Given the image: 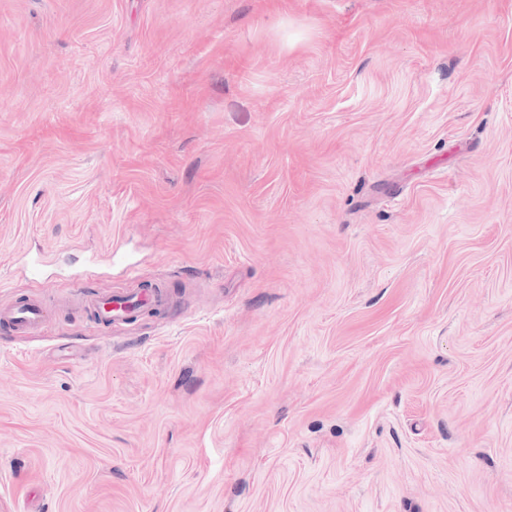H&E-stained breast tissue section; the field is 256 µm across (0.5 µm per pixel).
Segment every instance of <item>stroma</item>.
I'll use <instances>...</instances> for the list:
<instances>
[{
	"label": "stroma",
	"instance_id": "1",
	"mask_svg": "<svg viewBox=\"0 0 512 512\" xmlns=\"http://www.w3.org/2000/svg\"><path fill=\"white\" fill-rule=\"evenodd\" d=\"M29 295L0 512H512V0H0ZM120 294L109 297H86L85 303L102 324L128 320L136 310L165 307L167 304V295L163 288H139L135 293Z\"/></svg>",
	"mask_w": 512,
	"mask_h": 512
}]
</instances>
